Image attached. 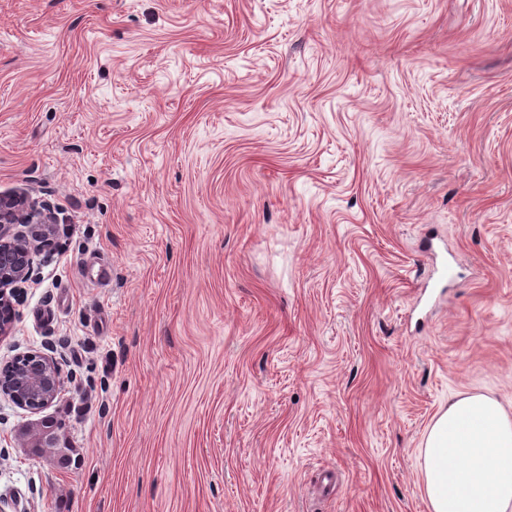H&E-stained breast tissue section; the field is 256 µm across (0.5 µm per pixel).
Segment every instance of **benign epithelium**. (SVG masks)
Here are the masks:
<instances>
[{"label":"benign epithelium","instance_id":"7a95c632","mask_svg":"<svg viewBox=\"0 0 512 512\" xmlns=\"http://www.w3.org/2000/svg\"><path fill=\"white\" fill-rule=\"evenodd\" d=\"M27 224L30 234L14 232V227ZM55 218L47 206L37 207L21 193L0 195V338L9 335L16 318V291L30 280L32 254L37 241L49 236ZM26 364L14 359L0 372V394L15 404L38 413L56 401L63 388L60 366L53 356L40 350L22 355ZM54 424L41 419L28 429L32 447L46 448L51 442Z\"/></svg>","mask_w":512,"mask_h":512}]
</instances>
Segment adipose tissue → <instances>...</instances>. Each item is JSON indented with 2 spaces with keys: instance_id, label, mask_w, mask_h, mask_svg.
I'll return each mask as SVG.
<instances>
[{
  "instance_id": "ef3b65f1",
  "label": "adipose tissue",
  "mask_w": 512,
  "mask_h": 512,
  "mask_svg": "<svg viewBox=\"0 0 512 512\" xmlns=\"http://www.w3.org/2000/svg\"><path fill=\"white\" fill-rule=\"evenodd\" d=\"M431 512H512V416L474 394L451 402L421 451Z\"/></svg>"
}]
</instances>
